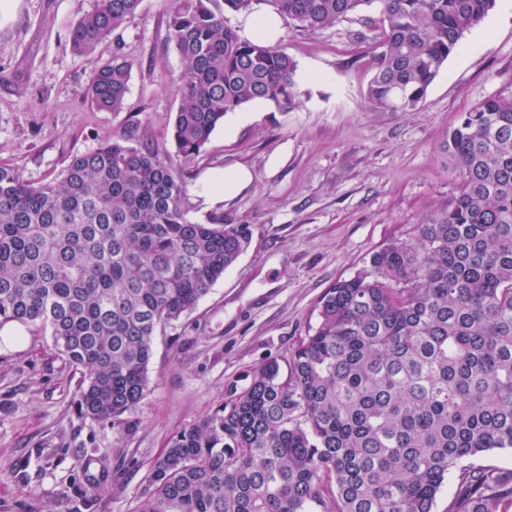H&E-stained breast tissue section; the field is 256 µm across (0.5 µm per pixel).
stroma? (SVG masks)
<instances>
[{
	"mask_svg": "<svg viewBox=\"0 0 512 512\" xmlns=\"http://www.w3.org/2000/svg\"><path fill=\"white\" fill-rule=\"evenodd\" d=\"M94 0H17L0 22V162L38 182L132 118L160 148L170 136L184 63L167 41L162 0H142L119 38L134 67L125 106L93 111L91 59L73 53L71 25ZM374 29L351 17L315 32L283 19L276 42L297 63L302 91L289 112L254 102L228 114L205 150L181 162L191 220L223 214L250 242L188 316L158 333L149 389L127 424L82 418L76 375L50 337L21 329L0 341V512H135L148 465L181 428L222 407L255 367L286 363L318 320L324 291L367 266L395 239L446 209L459 177L443 150L459 114L512 98V0H496L412 112H377L367 90ZM247 167L250 185L212 205L202 175Z\"/></svg>",
	"mask_w": 512,
	"mask_h": 512,
	"instance_id": "obj_1",
	"label": "stroma"
}]
</instances>
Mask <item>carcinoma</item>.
<instances>
[{"instance_id":"cac0c4a2","label":"carcinoma","mask_w":512,"mask_h":512,"mask_svg":"<svg viewBox=\"0 0 512 512\" xmlns=\"http://www.w3.org/2000/svg\"><path fill=\"white\" fill-rule=\"evenodd\" d=\"M185 64L171 128L176 157L199 156L224 117L264 101L293 108L297 64L244 41L224 12L257 0H164ZM316 31L353 15L380 29L367 98L417 107L464 35L496 0H265ZM141 0H97L70 29L92 55ZM132 62L117 49L87 98L123 109ZM444 150L461 183L448 209L372 253L322 295L287 372L272 359L148 470L136 512H512V471L472 459L512 448V98L461 113ZM248 244L244 224L190 220L183 179L137 120L60 174L25 180L0 163V328L51 337L79 375L73 402L120 420L148 390L154 337L189 314Z\"/></svg>"}]
</instances>
